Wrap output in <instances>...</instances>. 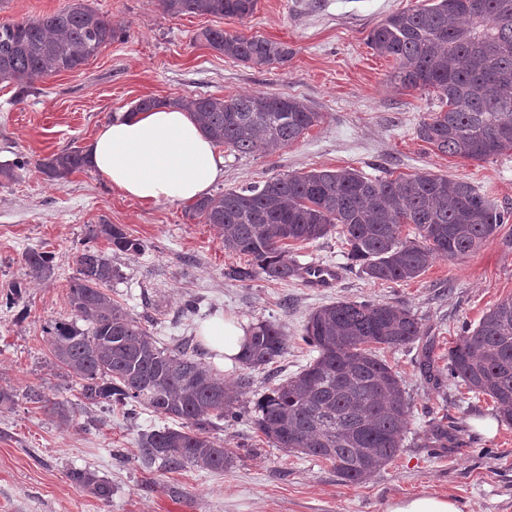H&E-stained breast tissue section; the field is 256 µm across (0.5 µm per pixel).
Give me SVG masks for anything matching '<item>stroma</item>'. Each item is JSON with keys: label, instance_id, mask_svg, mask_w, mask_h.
Listing matches in <instances>:
<instances>
[{"label": "stroma", "instance_id": "35a3bbf8", "mask_svg": "<svg viewBox=\"0 0 512 512\" xmlns=\"http://www.w3.org/2000/svg\"><path fill=\"white\" fill-rule=\"evenodd\" d=\"M424 0H258L248 19L171 16L159 0H90L93 8L129 29L127 41L102 47L79 70L35 81L26 93L0 84V294L21 285L19 302L0 306V512H387L396 500L422 493L453 499L461 512H512V425L491 399L466 387L436 383L425 362L443 368L462 327L512 296V219L495 238L459 259L435 258L411 281L367 280L347 256L339 235L289 245L300 264H327L334 287H308L293 277L259 275L240 282L232 268L245 256L225 251L219 231L192 216L186 203L143 205L111 188L93 167L52 180L38 160L86 148L112 116L141 98L268 93L306 102L321 118L292 145L265 153L224 152V178L214 192L237 189L282 173L353 169L367 177L429 172L470 183L512 212V151L481 162L433 151L417 134L438 110L434 90L393 83L391 59L366 43L386 16ZM258 35L283 43L286 62L257 67L224 57L193 36L203 28ZM115 224L138 240V252L113 254L119 271L112 298L149 328L158 346L200 337L204 324L231 316L243 327L276 322L288 336L277 363L252 371L241 397L248 411L313 357L301 339L309 315L339 301L400 305L423 325V336L399 349H382L402 379L410 403L404 448L360 484L339 480L327 461L272 447L247 422H218L211 435L234 450L220 471L185 466L167 471L147 464L144 433L177 427V420L126 405L85 401L78 384L57 366L47 331L70 319L69 285L89 226ZM53 258L50 280L31 278L29 249ZM198 312L182 315L186 300ZM64 403L63 424L50 410ZM463 430L456 447H430L437 423ZM91 470L112 487L103 500L72 482L71 471Z\"/></svg>", "mask_w": 512, "mask_h": 512}]
</instances>
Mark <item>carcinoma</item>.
Returning <instances> with one entry per match:
<instances>
[{"label": "carcinoma", "instance_id": "1", "mask_svg": "<svg viewBox=\"0 0 512 512\" xmlns=\"http://www.w3.org/2000/svg\"><path fill=\"white\" fill-rule=\"evenodd\" d=\"M170 15L246 19L258 0H160ZM126 27L112 24L89 0H70L60 11L0 23V82L27 91L48 75L80 69L101 47L124 41ZM226 57L256 66L282 63L288 48L257 35L207 28L198 34ZM368 46L395 61L391 81L403 89H434L445 107L430 113L417 137L450 157L483 161L512 150V0H433L393 13L374 26ZM176 105L190 113L215 143L240 154L285 148L317 124L320 113L295 97L272 94L147 97L131 111ZM89 165L79 149L37 162L62 180ZM193 215L224 232V250L251 257L230 276L273 280L301 275L286 245L332 233L348 258L372 281L419 277L436 256H466L491 241L512 215L468 182L431 173L369 178L355 170L282 174L203 197ZM415 225L416 239L401 237ZM138 252L141 243L115 224L89 229L70 284L72 320L50 327L55 361L74 377L90 404L135 403L181 421L142 435L144 457L166 470L194 465L222 470L233 453L214 441L215 421L237 422L247 411L238 393L201 361L189 342L158 347L150 331L106 292L119 271L94 241ZM24 261L32 277L51 278L52 257L32 249ZM88 323L82 329L77 321ZM422 335L418 318L389 303L336 301L315 310L302 340L317 356L279 384L258 405L253 427L276 448L329 462L345 483L359 484L393 461L403 448L409 402L398 374L372 347L396 349ZM288 350V336L273 321L253 325L239 361L264 368ZM448 380L490 397L502 421L512 424V297L465 330L448 348ZM70 479L101 499L110 484L90 470Z\"/></svg>", "mask_w": 512, "mask_h": 512}]
</instances>
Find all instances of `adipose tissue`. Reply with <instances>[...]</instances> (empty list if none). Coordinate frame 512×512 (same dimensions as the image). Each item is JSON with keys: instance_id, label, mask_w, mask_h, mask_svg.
I'll return each mask as SVG.
<instances>
[{"instance_id": "obj_1", "label": "adipose tissue", "mask_w": 512, "mask_h": 512, "mask_svg": "<svg viewBox=\"0 0 512 512\" xmlns=\"http://www.w3.org/2000/svg\"><path fill=\"white\" fill-rule=\"evenodd\" d=\"M87 153L113 189L144 205L200 199L224 177L223 153L176 107L118 114ZM203 334L228 359L241 354L246 340L244 330L224 318L208 323Z\"/></svg>"}]
</instances>
